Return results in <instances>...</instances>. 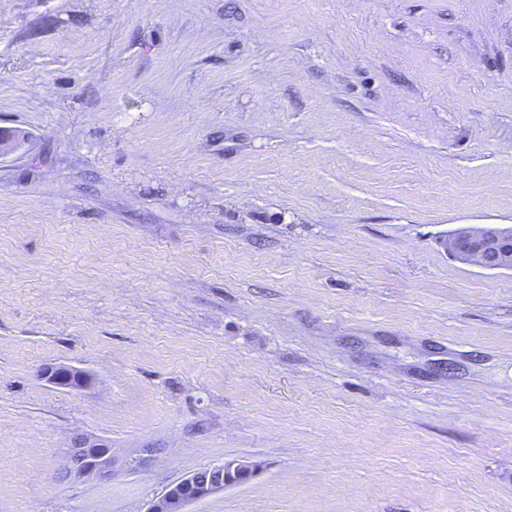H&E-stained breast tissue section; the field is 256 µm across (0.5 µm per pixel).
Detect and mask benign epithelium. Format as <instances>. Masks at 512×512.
Listing matches in <instances>:
<instances>
[{"label": "benign epithelium", "mask_w": 512, "mask_h": 512, "mask_svg": "<svg viewBox=\"0 0 512 512\" xmlns=\"http://www.w3.org/2000/svg\"><path fill=\"white\" fill-rule=\"evenodd\" d=\"M23 131H0V159L18 151L26 142ZM445 251L461 262L485 270L512 271V226L502 224L463 225L441 239ZM38 376L62 389L89 387L93 378L85 371L63 365L46 364ZM258 464L230 461L200 468L171 485L153 499L146 512H187L186 507L224 487L248 481ZM89 476L112 477V446L102 440L76 438L62 450L56 479L61 483Z\"/></svg>", "instance_id": "1"}]
</instances>
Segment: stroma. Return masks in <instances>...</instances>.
Masks as SVG:
<instances>
[{
    "label": "stroma",
    "instance_id": "1",
    "mask_svg": "<svg viewBox=\"0 0 512 512\" xmlns=\"http://www.w3.org/2000/svg\"><path fill=\"white\" fill-rule=\"evenodd\" d=\"M1 128L0 512H512V272L439 244L512 225V0H0ZM38 376L48 384L62 389L79 390L89 387L93 382V378L83 370L54 364L43 365ZM112 475V446L102 440L76 438L62 450V463L56 479L61 483L89 476L109 478ZM258 466L255 462L240 460L200 468L153 499L146 512H187L189 504L204 500L226 486L248 481Z\"/></svg>",
    "mask_w": 512,
    "mask_h": 512
}]
</instances>
